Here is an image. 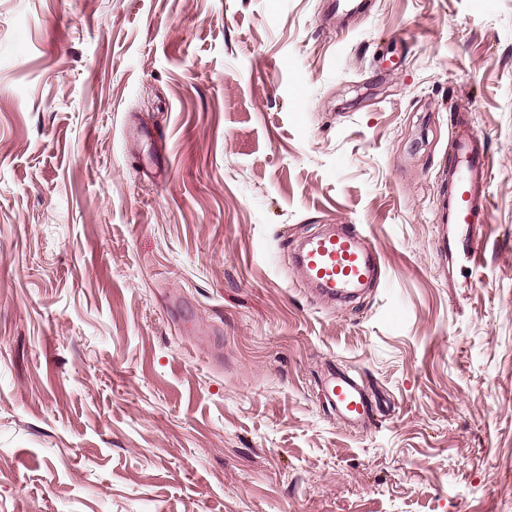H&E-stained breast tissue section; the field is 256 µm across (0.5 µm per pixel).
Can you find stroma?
<instances>
[{"label": "stroma", "instance_id": "1", "mask_svg": "<svg viewBox=\"0 0 512 512\" xmlns=\"http://www.w3.org/2000/svg\"><path fill=\"white\" fill-rule=\"evenodd\" d=\"M361 2L0 0V512H512V0ZM332 224L349 303L293 264ZM491 156L478 142L473 127L458 114L452 127L448 162V185L451 193L443 194L437 207L441 224H479L480 214L489 211L485 186L491 173ZM363 240L356 224L312 238L295 256L302 280L332 298L353 295L375 273L374 256L363 248ZM325 398L337 410L343 421L352 427L363 425L370 414V403L363 388L349 375L328 374Z\"/></svg>", "mask_w": 512, "mask_h": 512}]
</instances>
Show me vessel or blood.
I'll return each instance as SVG.
<instances>
[{"instance_id": "obj_1", "label": "vessel or blood", "mask_w": 512, "mask_h": 512, "mask_svg": "<svg viewBox=\"0 0 512 512\" xmlns=\"http://www.w3.org/2000/svg\"><path fill=\"white\" fill-rule=\"evenodd\" d=\"M491 165V157L478 142L471 123L464 115H457L448 162L451 192L439 201L438 223H478L480 215L487 213L490 207L485 186ZM363 240L354 224H345L336 232L312 238L295 257L303 281L333 298L353 295L375 273V259L364 249ZM325 397L349 426H361L369 417V400L363 388L349 375L329 373L325 379Z\"/></svg>"}]
</instances>
